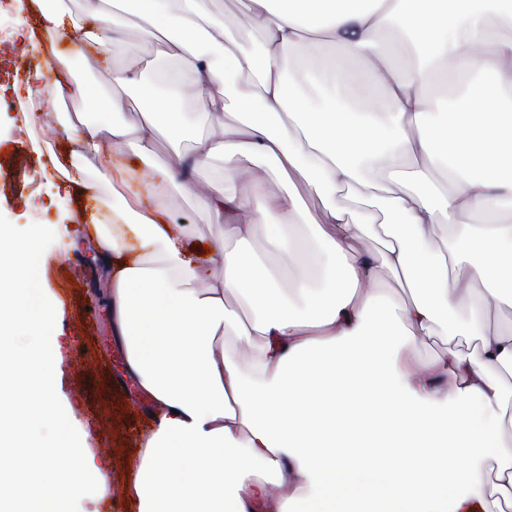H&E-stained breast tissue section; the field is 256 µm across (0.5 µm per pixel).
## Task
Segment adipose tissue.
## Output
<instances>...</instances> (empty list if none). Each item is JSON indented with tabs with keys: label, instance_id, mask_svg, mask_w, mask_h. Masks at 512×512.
Here are the masks:
<instances>
[{
	"label": "adipose tissue",
	"instance_id": "ef3b65f1",
	"mask_svg": "<svg viewBox=\"0 0 512 512\" xmlns=\"http://www.w3.org/2000/svg\"><path fill=\"white\" fill-rule=\"evenodd\" d=\"M103 2L85 0L90 57L137 16L144 38L165 35L163 54L192 72L208 115L238 110L188 153L189 121L169 104L161 123L120 118L151 65L142 56L113 57L106 86L64 77L50 89L55 104L79 99L109 118L68 120L73 148L56 167L89 197L114 188L111 217L92 227L124 373L155 407L126 487L137 512H512V333L490 323L512 309V224L471 221L512 207V0H246L260 33L249 51L207 20L206 0H119L116 12ZM18 8L38 18L29 38L72 39L61 0ZM390 21L408 70L388 61ZM326 44L384 90L379 111H353L340 59L325 65L339 84L320 106L285 81ZM115 148L137 166L84 179ZM221 153L234 167L198 182ZM382 156L393 170L381 172ZM442 167L451 188L434 179ZM148 173L204 199L209 256L135 191ZM243 174L282 191L254 206L230 189ZM384 175L405 191L383 190ZM296 222L312 245L291 235ZM376 224L382 249H357ZM382 268L403 276L408 302L379 287ZM285 278L292 289L275 287ZM452 311L472 312L477 349L409 363L407 347Z\"/></svg>",
	"mask_w": 512,
	"mask_h": 512
}]
</instances>
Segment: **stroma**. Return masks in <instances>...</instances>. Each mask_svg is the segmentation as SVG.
Wrapping results in <instances>:
<instances>
[{"label":"stroma","mask_w":512,"mask_h":512,"mask_svg":"<svg viewBox=\"0 0 512 512\" xmlns=\"http://www.w3.org/2000/svg\"><path fill=\"white\" fill-rule=\"evenodd\" d=\"M13 50L0 56V176L9 181L0 194V214L15 226L37 222L62 227L44 252L40 275L46 295L58 311L55 328L61 359L56 375L57 395L69 404L73 417L88 434L97 466L107 470L106 493H94L79 505L80 512H133L124 489L133 477L132 462L141 436L151 423L152 404L118 366L122 346L114 335L103 286V268L88 264L85 252L94 247L90 236L93 213L110 212L112 194L102 190L97 200L84 201L79 191L59 198L62 177L52 165V155L64 154L70 142L64 130L68 116L83 111L82 102L55 107L46 89L60 76L49 56L47 42L26 36L23 16H14ZM38 113L39 121L27 125L25 117ZM153 197L177 224L187 225L192 237L211 238L203 201L155 185ZM455 337L445 327L414 347L409 358L428 364L448 351H470L476 344L465 315L450 319ZM83 341L81 359H74L75 341Z\"/></svg>","instance_id":"35a3bbf8"}]
</instances>
